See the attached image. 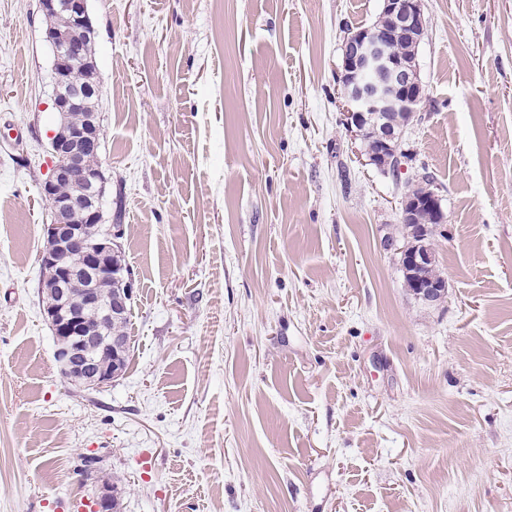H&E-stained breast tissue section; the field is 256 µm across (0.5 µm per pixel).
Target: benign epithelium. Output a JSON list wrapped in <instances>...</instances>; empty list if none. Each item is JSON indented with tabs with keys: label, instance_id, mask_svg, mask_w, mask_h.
Instances as JSON below:
<instances>
[{
	"label": "benign epithelium",
	"instance_id": "7a95c632",
	"mask_svg": "<svg viewBox=\"0 0 512 512\" xmlns=\"http://www.w3.org/2000/svg\"><path fill=\"white\" fill-rule=\"evenodd\" d=\"M41 8L50 19L44 39L53 52L52 101L58 115L49 143L53 166L41 186L53 212L51 223L44 225L45 246L39 254L42 287L55 290V300L43 313L53 330L61 376L74 385L100 388L117 377L112 367L119 364L123 342L110 333L92 335L87 320L93 316L102 327L111 323L132 295V285L125 282V295L117 298L103 289V280L117 271L112 257L119 249L121 225L106 223L102 163L87 164L88 155L100 146L101 122L94 114L79 123L71 119L90 92L70 79L72 68L89 64L78 34L90 38L94 31L86 0H41ZM381 12L389 27L348 32L340 77L346 132L360 144L365 164L377 170L385 168L387 153L400 143L405 127L386 124L381 114L412 115L423 97L417 59L391 56L388 41L404 37L419 43L426 27L422 0H382ZM422 207L433 223H447L442 197L435 190L421 198L404 197L402 222L411 221ZM427 232L421 230L418 240L406 246L398 247L388 238L383 246L396 251L401 268L413 277L416 298L432 303L441 297L446 281L415 278L416 270L434 264L433 252L423 242Z\"/></svg>",
	"mask_w": 512,
	"mask_h": 512
}]
</instances>
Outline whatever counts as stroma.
I'll list each match as a JSON object with an SVG mask.
<instances>
[{
	"mask_svg": "<svg viewBox=\"0 0 512 512\" xmlns=\"http://www.w3.org/2000/svg\"><path fill=\"white\" fill-rule=\"evenodd\" d=\"M87 5L129 359L104 388L59 373L52 51L40 0H0V512H78L116 477L120 512H512V0H423L397 178L339 95L381 0ZM425 173L434 304L383 248ZM421 207L426 208L430 212L432 224H437L433 225V227H437L439 224H446L447 216L442 205V197L435 190L430 191L429 195L421 198L404 196L401 203L402 223L407 224V222L411 221L415 217L416 211ZM413 286L415 288L416 298L426 303L437 301L446 287V281L440 277V280H421L414 277Z\"/></svg>",
	"mask_w": 512,
	"mask_h": 512,
	"instance_id": "1",
	"label": "stroma"
}]
</instances>
